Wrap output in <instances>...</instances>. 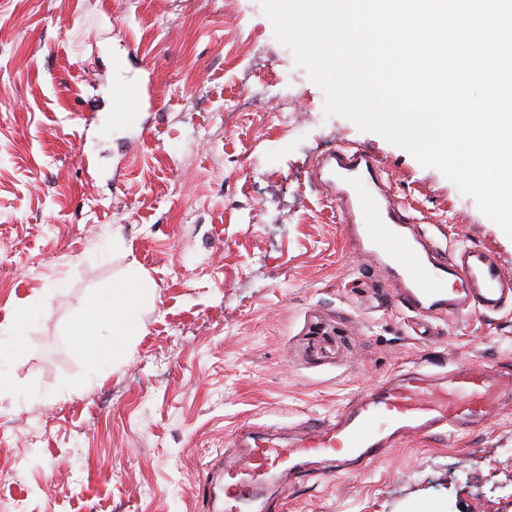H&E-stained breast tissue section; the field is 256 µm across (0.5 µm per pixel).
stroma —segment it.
<instances>
[{
  "mask_svg": "<svg viewBox=\"0 0 512 512\" xmlns=\"http://www.w3.org/2000/svg\"><path fill=\"white\" fill-rule=\"evenodd\" d=\"M0 0V512H198L243 424L294 433L412 362L512 366V308L401 312L310 182L344 142L370 151L417 223L493 251L512 239L440 171L341 116L283 60L260 0ZM257 40L232 50L231 31ZM161 104L109 138L123 75ZM302 91L317 122L235 112L264 82ZM258 157L242 177L238 160ZM155 289L100 360L75 341L129 266ZM31 315L22 336L13 330ZM512 512V399L481 429L413 439L350 474L285 486L275 512Z\"/></svg>",
  "mask_w": 512,
  "mask_h": 512,
  "instance_id": "stroma-1",
  "label": "stroma"
}]
</instances>
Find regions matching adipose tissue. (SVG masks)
I'll list each match as a JSON object with an SVG mask.
<instances>
[{
    "label": "adipose tissue",
    "instance_id": "adipose-tissue-1",
    "mask_svg": "<svg viewBox=\"0 0 512 512\" xmlns=\"http://www.w3.org/2000/svg\"><path fill=\"white\" fill-rule=\"evenodd\" d=\"M153 290L149 281L139 270H131L124 284L112 291V310L101 314L95 309H87L81 314L76 336L85 341L95 336L99 330H107L111 343L99 346L101 359L114 358L121 350V341L128 334L136 319L138 305L149 301Z\"/></svg>",
    "mask_w": 512,
    "mask_h": 512
}]
</instances>
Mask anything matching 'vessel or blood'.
Wrapping results in <instances>:
<instances>
[{
  "mask_svg": "<svg viewBox=\"0 0 512 512\" xmlns=\"http://www.w3.org/2000/svg\"><path fill=\"white\" fill-rule=\"evenodd\" d=\"M144 98L141 83L112 85L119 122L133 124L128 101ZM314 181L328 188L356 252L378 268L397 302L416 315L498 313L512 307V275L492 251L444 246L418 228L396 202L374 156L343 145L321 158ZM512 397V372L453 363L434 373L415 366L376 385L334 418L306 422L284 444L270 429L247 426L207 476L204 512H270L283 480L303 481L357 470L384 457L403 440L436 438L483 427Z\"/></svg>",
  "mask_w": 512,
  "mask_h": 512,
  "instance_id": "obj_1",
  "label": "vessel or blood"
}]
</instances>
